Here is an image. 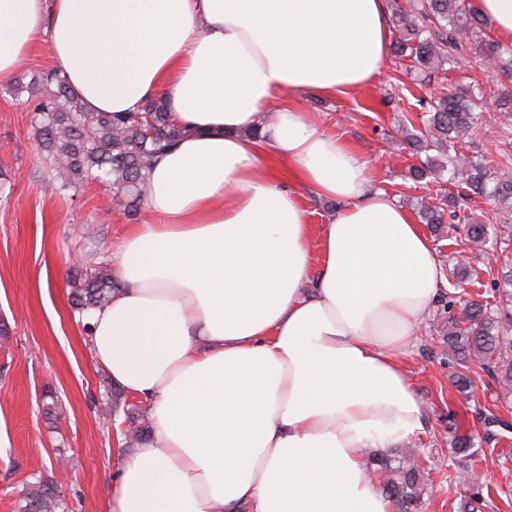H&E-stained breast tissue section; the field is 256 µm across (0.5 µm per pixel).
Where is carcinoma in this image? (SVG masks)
Instances as JSON below:
<instances>
[{
  "label": "carcinoma",
  "mask_w": 512,
  "mask_h": 512,
  "mask_svg": "<svg viewBox=\"0 0 512 512\" xmlns=\"http://www.w3.org/2000/svg\"><path fill=\"white\" fill-rule=\"evenodd\" d=\"M396 38L391 53L408 57L417 75L428 78L449 67L462 69L453 51L462 39L477 44L479 53L494 69L512 73V44L505 45L485 34L488 22L469 0H407L392 8ZM27 105L33 114L36 140L48 165V176L66 191L91 183L112 184L113 195L127 214L136 213L147 192V172L156 154L175 144L185 133L160 100L148 102L139 112H87L71 90L68 80L55 69L41 72L30 88ZM482 98L472 86H453L437 98L418 101L423 128L400 129L401 139L425 160L408 168L414 181L427 177L435 185L450 183L457 192H436L435 201L420 207L427 224H448L463 237L470 252L489 249L491 225L476 224L466 212L468 201L480 196L488 201L506 223L512 217V180L501 179L484 159L464 151L451 156L448 147L464 146L471 139L482 114ZM437 155L432 156L430 152ZM449 284L448 308L456 304V290L469 284V262L454 263ZM117 282L108 266L86 269L75 265L70 280L72 310L88 316L107 304ZM495 305L468 300L461 313L436 326V333L448 347L449 380L459 393L468 394L473 374L487 373L504 394L512 393V270L494 283ZM128 443L139 445L150 437V426L139 415L128 417ZM405 449L395 459L370 456L368 469L380 476L382 493L399 507L414 512L425 490L424 470L411 462ZM17 512H67L61 484L54 478L39 477L25 483L18 497Z\"/></svg>",
  "instance_id": "carcinoma-1"
}]
</instances>
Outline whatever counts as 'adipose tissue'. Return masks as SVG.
Segmentation results:
<instances>
[{
  "mask_svg": "<svg viewBox=\"0 0 512 512\" xmlns=\"http://www.w3.org/2000/svg\"><path fill=\"white\" fill-rule=\"evenodd\" d=\"M42 42L86 111L160 97L186 129L87 320L151 426L110 512H395L366 460L422 428L406 357L443 266L365 156L279 103L370 85L385 0H0V78ZM271 148L337 201L327 224L276 183Z\"/></svg>",
  "mask_w": 512,
  "mask_h": 512,
  "instance_id": "obj_1",
  "label": "adipose tissue"
}]
</instances>
